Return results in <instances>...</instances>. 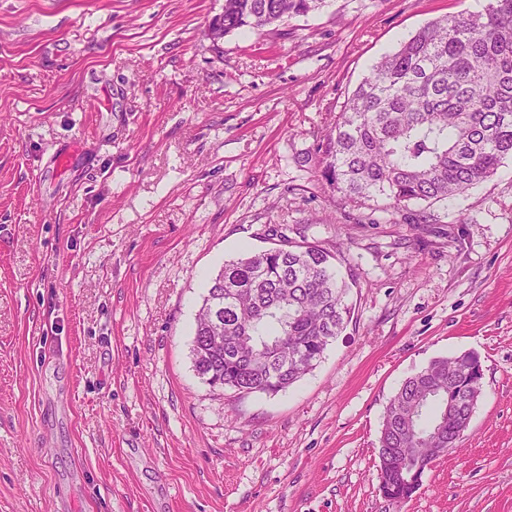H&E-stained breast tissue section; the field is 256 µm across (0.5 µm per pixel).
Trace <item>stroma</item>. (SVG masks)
I'll return each mask as SVG.
<instances>
[{"label": "stroma", "mask_w": 512, "mask_h": 512, "mask_svg": "<svg viewBox=\"0 0 512 512\" xmlns=\"http://www.w3.org/2000/svg\"><path fill=\"white\" fill-rule=\"evenodd\" d=\"M487 3L325 0L216 42L224 0H0V512H512V160L433 224L312 173L381 57ZM282 224L351 271L352 320L285 391L210 388L205 280ZM462 352V450L391 504L385 408Z\"/></svg>", "instance_id": "obj_1"}]
</instances>
